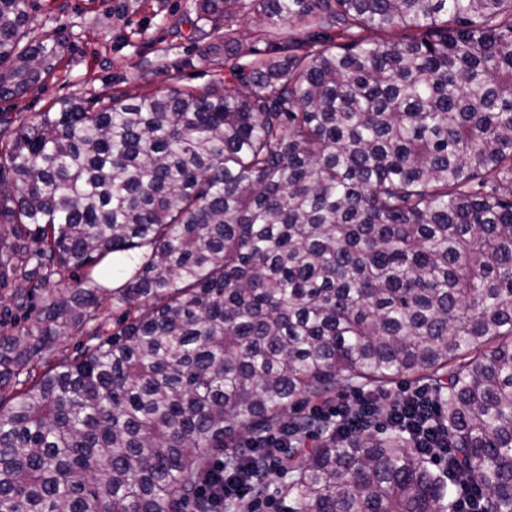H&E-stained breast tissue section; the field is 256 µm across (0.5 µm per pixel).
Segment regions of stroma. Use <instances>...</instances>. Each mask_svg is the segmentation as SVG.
<instances>
[{"mask_svg": "<svg viewBox=\"0 0 512 512\" xmlns=\"http://www.w3.org/2000/svg\"><path fill=\"white\" fill-rule=\"evenodd\" d=\"M194 0H37L31 37L49 32L67 54L46 83L7 100L0 112L24 120L65 98L202 88L230 81L223 47L194 29Z\"/></svg>", "mask_w": 512, "mask_h": 512, "instance_id": "1", "label": "stroma"}]
</instances>
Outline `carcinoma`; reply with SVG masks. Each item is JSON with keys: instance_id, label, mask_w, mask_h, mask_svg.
I'll use <instances>...</instances> for the list:
<instances>
[{"instance_id": "cac0c4a2", "label": "carcinoma", "mask_w": 512, "mask_h": 512, "mask_svg": "<svg viewBox=\"0 0 512 512\" xmlns=\"http://www.w3.org/2000/svg\"><path fill=\"white\" fill-rule=\"evenodd\" d=\"M34 3L0 0V98L65 53ZM195 8L236 85L0 112V512H216L285 423L288 512H512V0ZM401 377L446 476L395 423L286 420Z\"/></svg>"}]
</instances>
